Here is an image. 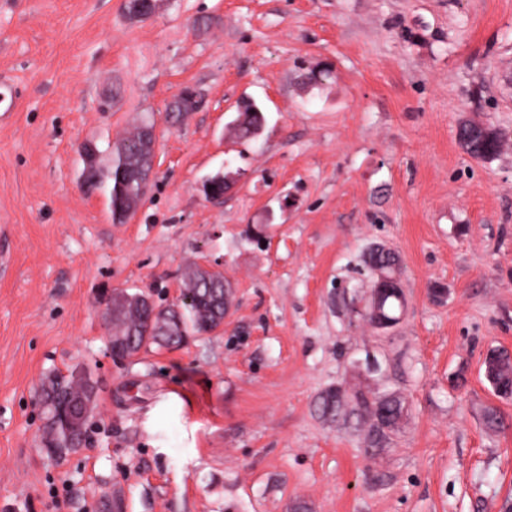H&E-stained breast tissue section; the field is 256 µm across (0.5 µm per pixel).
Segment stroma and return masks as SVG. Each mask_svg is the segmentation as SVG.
Segmentation results:
<instances>
[{
  "label": "stroma",
  "instance_id": "35a3bbf8",
  "mask_svg": "<svg viewBox=\"0 0 512 512\" xmlns=\"http://www.w3.org/2000/svg\"><path fill=\"white\" fill-rule=\"evenodd\" d=\"M125 2L0 0L23 87L0 125V512H504L512 397L482 363L512 353V0ZM186 89L200 107L171 116ZM143 121L147 195L117 224L80 146L107 168ZM464 121L505 148L472 158ZM375 245L400 258L387 328ZM192 263L232 284L223 331L113 358L112 292L167 305ZM74 369L96 409L57 458L40 384ZM331 388L401 400L382 446L322 415Z\"/></svg>",
  "mask_w": 512,
  "mask_h": 512
}]
</instances>
